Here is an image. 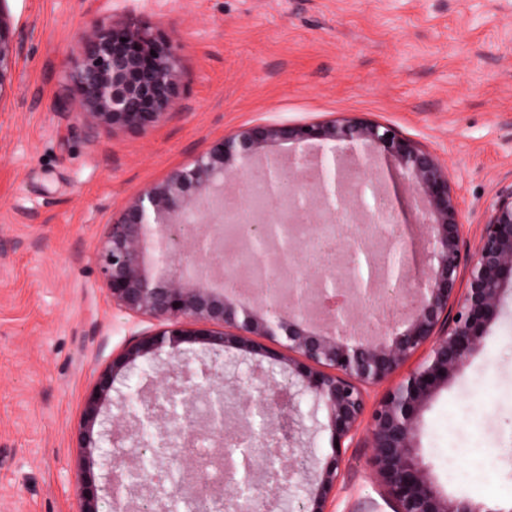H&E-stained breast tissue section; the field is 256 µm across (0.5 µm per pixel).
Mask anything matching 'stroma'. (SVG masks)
Instances as JSON below:
<instances>
[{
    "label": "stroma",
    "mask_w": 512,
    "mask_h": 512,
    "mask_svg": "<svg viewBox=\"0 0 512 512\" xmlns=\"http://www.w3.org/2000/svg\"><path fill=\"white\" fill-rule=\"evenodd\" d=\"M130 19L176 48L177 106L143 133L89 129L70 48ZM0 20L18 42L0 89V512H77L78 474L111 451L79 448L83 397L156 327L112 303L97 267L108 225L224 135L343 116L390 125L447 167L467 250L512 187V0H0ZM418 438L449 496L485 497L474 467L512 490V297ZM369 456L360 440L347 449L333 512L365 498L392 512Z\"/></svg>",
    "instance_id": "35a3bbf8"
}]
</instances>
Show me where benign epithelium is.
Instances as JSON below:
<instances>
[{"label": "benign epithelium", "mask_w": 512, "mask_h": 512, "mask_svg": "<svg viewBox=\"0 0 512 512\" xmlns=\"http://www.w3.org/2000/svg\"><path fill=\"white\" fill-rule=\"evenodd\" d=\"M13 35L0 20V88L11 69ZM68 77L86 106L87 127L144 130L174 110L180 64L169 41L138 24L97 25L71 49ZM280 141L297 151L271 150ZM384 159L397 170L421 205V273L411 280L405 264L392 265L402 239L380 184L371 174ZM260 178L265 205L289 199L290 214L314 224H335L347 237L349 265L340 281L328 271L307 268L276 220L244 222L238 238L248 264L231 263L218 248L224 210L212 209L224 187ZM461 217L438 158L395 128L362 118L327 122L254 125L212 143L189 168L171 171L142 192L109 225L98 254L99 272L122 311L151 318L158 328L132 338L112 366L102 370L84 397L77 434L82 448L99 438L118 445L152 433L157 451L127 461L132 484L166 512L164 480L202 483L188 470L174 478L159 456L182 455L189 438L172 441L167 423L182 409L193 421V399L207 404L206 434L224 442L227 408L236 403L246 424L244 437L270 446L292 443L303 432L299 398L326 412L333 453L312 464L302 458L269 472L271 485L304 477L303 512H331L339 490L346 449L360 432L371 448V477L394 512H512L499 503L450 498L438 488L419 454L421 416L437 392L459 376L489 337L506 292H512V189L490 204L474 252L462 250ZM466 287L457 288L461 269ZM405 286L403 317L367 326L357 312L372 305L378 280ZM184 344L204 356L191 367ZM174 360L167 372L145 376L136 396L113 400L114 383L128 379L140 363L155 364L162 351ZM253 361L246 378L221 382L218 353ZM421 362L386 389L374 408L370 392L389 381L418 351ZM269 368H264L262 361ZM288 386L273 380L274 367ZM117 412H112V409ZM244 473L228 484L235 512H262L252 481L254 455L241 452ZM78 512H102L91 468L78 476Z\"/></svg>", "instance_id": "7a95c632"}]
</instances>
